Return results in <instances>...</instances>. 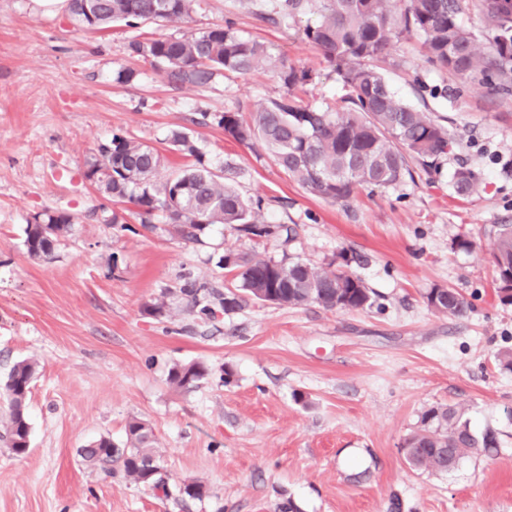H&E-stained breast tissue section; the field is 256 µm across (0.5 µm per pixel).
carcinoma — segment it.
<instances>
[{
  "label": "carcinoma",
  "mask_w": 512,
  "mask_h": 512,
  "mask_svg": "<svg viewBox=\"0 0 512 512\" xmlns=\"http://www.w3.org/2000/svg\"><path fill=\"white\" fill-rule=\"evenodd\" d=\"M198 0H69L71 16L91 30L114 23H159L192 15ZM281 19L290 22L309 10L317 14L307 24L304 39L319 49L346 94L334 109L313 107L297 91L311 81L310 71L284 60L274 61L264 43L243 37L227 22L181 36L132 40L129 54L159 66L176 86H204L226 73L246 75L265 65L277 71L285 93L270 100L255 115L225 112L215 121L224 135L239 143L261 142L278 166L316 198L347 202L359 190L392 187L414 178V168L429 175L437 171L453 150L455 139L448 127L430 113L402 101L393 91L380 63L406 35L421 40L426 63L444 72L460 87L478 85L491 95L512 97V9L491 7L488 0H282ZM477 11L483 23L489 50L480 45L464 16ZM169 145L195 158L192 166L159 176L164 157L159 151L132 137L114 134L100 146L87 165L101 170L94 186L115 204L130 202L140 223L149 224L156 213L178 226L187 240H197L211 226L224 224L250 240L273 235L291 238L294 228L267 224L253 203L224 176L211 171L199 149L181 130L169 136ZM454 191L461 196L480 193L481 180L470 167L460 166L453 175ZM42 223L29 224L24 245L30 256L49 258L70 230L73 217L45 210ZM493 258L498 271L499 293L512 302V224L497 230ZM224 268L232 281L224 291L207 293L231 312L256 301L270 305L301 307L316 304L328 310L363 309L371 305V291L354 272L321 269L296 259L276 261L258 254L224 255ZM187 306L199 308L209 319L212 307H198L200 289H181ZM436 314L463 318L470 311L466 298L447 287H434L425 296ZM38 362L14 363L4 385L9 412L0 428V438L15 455L30 443L27 398ZM206 373L200 363L177 365L171 384L188 388ZM127 441L117 448L102 437L80 449L85 462L112 476L121 467L125 476L140 485L167 490L162 475L146 479L149 467L158 463L153 453L154 434L148 423L128 424ZM406 462L415 470L443 474L454 470L468 452L498 451V433L487 428L471 430L465 412L454 406L428 410L421 427L405 439ZM182 497L202 499L208 488L189 482L178 488Z\"/></svg>",
  "instance_id": "1"
}]
</instances>
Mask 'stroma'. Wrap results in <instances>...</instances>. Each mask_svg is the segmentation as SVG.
Returning <instances> with one entry per match:
<instances>
[{"label":"stroma","mask_w":512,"mask_h":512,"mask_svg":"<svg viewBox=\"0 0 512 512\" xmlns=\"http://www.w3.org/2000/svg\"><path fill=\"white\" fill-rule=\"evenodd\" d=\"M279 0H200L191 19L98 33L78 27L68 6L0 0V384L14 362H39L27 401L30 446L0 443V512H512V304L498 296L492 250L512 224V97L472 86L421 100L418 82L450 84L424 61L416 36L392 52L386 75L399 97L427 105L456 144L438 172L366 188L346 203L306 194L261 143L241 145L217 126L227 111L257 112L282 85L269 70L227 75L203 87L170 84L131 57L135 39L179 36L232 22L265 43L272 59L312 74L305 102L333 107L335 73L302 37L314 14L273 24ZM134 81L120 83L118 71ZM211 122L202 124L201 113ZM188 133L204 164L261 205L281 236L244 239L222 226L183 239L165 218L110 223L113 205L85 179L87 160L113 133L157 148L165 173L192 165L173 153ZM480 173L473 197L452 187L459 165ZM75 216L52 259L24 246L29 218ZM474 241L471 251L453 242ZM321 268L347 264L372 292L361 310L255 302L201 318L180 293L187 283L224 288L226 252ZM461 292L466 317L434 314L433 287ZM165 301L163 315L146 305ZM202 363L193 387L169 382L178 364ZM232 379H225V371ZM464 409L474 432L493 428L497 455L466 453L446 474L413 470L405 438L431 407ZM148 422L168 493L108 477L78 454L107 437L124 445L132 419ZM199 481L210 494L181 498Z\"/></svg>","instance_id":"stroma-1"}]
</instances>
